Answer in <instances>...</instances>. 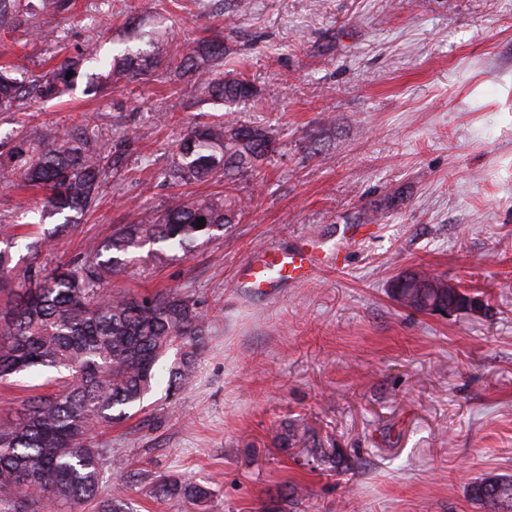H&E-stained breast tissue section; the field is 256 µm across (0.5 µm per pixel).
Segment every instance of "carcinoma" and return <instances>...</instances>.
<instances>
[{
    "instance_id": "1",
    "label": "carcinoma",
    "mask_w": 512,
    "mask_h": 512,
    "mask_svg": "<svg viewBox=\"0 0 512 512\" xmlns=\"http://www.w3.org/2000/svg\"><path fill=\"white\" fill-rule=\"evenodd\" d=\"M73 0H0V30L22 27L26 35L54 41L53 32L37 22L38 12H68ZM124 53L113 59L112 79L136 81L161 63L160 48ZM224 54L216 36L168 65L195 77L197 91L224 106L226 112L258 96L246 78L220 77L211 62ZM79 61L62 59L53 69L24 86L10 63L0 65V112L25 103L32 96L54 99L71 89L69 71ZM130 132L112 138L108 148L98 145L84 126L61 133L43 128L23 135L7 154L0 153V171L8 168L23 189L48 191L45 207L71 217L41 240L77 223L96 201L109 167H119L133 150ZM272 137L258 126L229 120L193 123L177 144L174 177L199 180L216 173L232 179L253 171L269 158ZM242 201L232 193L204 201L180 202L161 217L146 216L136 224H122L105 241L90 243L83 255L46 270L29 262L16 278L11 266L12 242L0 248V293H8L0 309V381L25 370L63 369L68 377L58 391L27 397L12 418L0 421V512H130L125 504L104 495L105 474L125 476L126 467L101 448L96 434L127 417V410L143 404L151 391L157 362L171 350L172 366L167 399L178 406V394L194 377L198 356L205 347L207 314L189 296L177 292L133 295L110 294L106 285L130 263L128 255L147 244L170 242L182 249L201 239L224 234L241 215ZM205 219L198 228V219ZM307 454L329 469H339L341 454L317 440ZM154 501L174 499L203 503L209 488L180 477L158 479L151 489ZM469 497L485 512H512V477L488 486L480 478L470 484Z\"/></svg>"
}]
</instances>
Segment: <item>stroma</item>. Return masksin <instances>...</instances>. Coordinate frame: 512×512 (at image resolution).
Listing matches in <instances>:
<instances>
[{
    "instance_id": "35a3bbf8",
    "label": "stroma",
    "mask_w": 512,
    "mask_h": 512,
    "mask_svg": "<svg viewBox=\"0 0 512 512\" xmlns=\"http://www.w3.org/2000/svg\"><path fill=\"white\" fill-rule=\"evenodd\" d=\"M77 0L42 16L56 39L0 35V63L35 76L65 57L81 64L62 98L0 112V153L48 124L87 123L101 144L123 131L134 150L108 170L78 224L42 253L45 268L79 256L143 212L222 195L223 175L174 179L175 145L222 106L191 75L158 70L112 81L107 64L144 49L189 52L218 34L219 69L258 100L232 119L266 128L274 152L232 190L247 209L190 253L134 250L112 291L172 288L209 315L206 347L180 411L166 400L172 357L129 418L99 436L133 463L110 483L135 512H482L471 482L512 476V0ZM0 175V240L27 253L43 192ZM347 238L341 270L259 298L237 284L254 250ZM407 271L434 273L484 297L450 317L390 296ZM54 372L0 384V416L53 389ZM348 460L340 474L309 461V435ZM210 487L206 506L158 510L156 477ZM304 493L284 497L285 485Z\"/></svg>"
}]
</instances>
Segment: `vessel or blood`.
Masks as SVG:
<instances>
[{
	"instance_id": "1",
	"label": "vessel or blood",
	"mask_w": 512,
	"mask_h": 512,
	"mask_svg": "<svg viewBox=\"0 0 512 512\" xmlns=\"http://www.w3.org/2000/svg\"><path fill=\"white\" fill-rule=\"evenodd\" d=\"M342 252L339 242L323 249L304 243L290 250L260 249L242 263L240 283L255 294L270 297L283 288L309 280L318 270L340 266Z\"/></svg>"
}]
</instances>
